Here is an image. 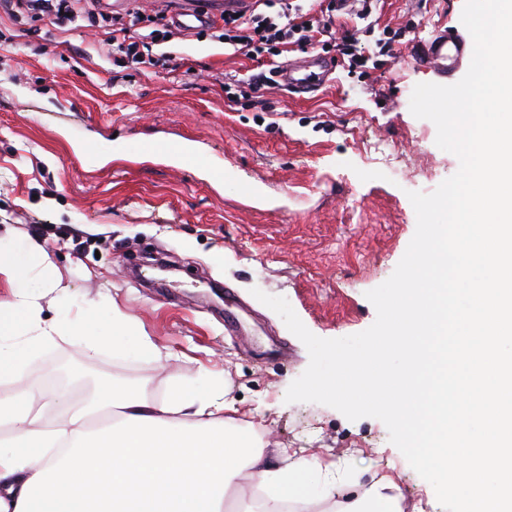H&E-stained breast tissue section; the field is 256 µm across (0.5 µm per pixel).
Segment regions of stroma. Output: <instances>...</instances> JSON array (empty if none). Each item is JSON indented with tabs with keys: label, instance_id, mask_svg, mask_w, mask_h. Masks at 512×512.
I'll return each instance as SVG.
<instances>
[{
	"label": "stroma",
	"instance_id": "obj_1",
	"mask_svg": "<svg viewBox=\"0 0 512 512\" xmlns=\"http://www.w3.org/2000/svg\"><path fill=\"white\" fill-rule=\"evenodd\" d=\"M464 0H383L373 28L337 16L320 55L333 72L317 92L244 90L222 74L259 73L213 31L156 46L176 74L112 65L104 21L59 27L48 15L0 10V227L38 243L66 289L42 316L96 312L98 351L56 337L28 358L29 385L80 395L58 363H93L95 385L151 398L187 379L219 388L276 448L322 464L344 460L356 491L393 474L404 512H444L376 418L347 420L285 400L309 364L304 344L253 289L285 297L316 336L360 333L376 319L368 291L385 282L416 230L409 192L429 193L459 168L436 127L410 111L416 84L441 83L410 58L437 23H461ZM354 37L373 60L353 69ZM191 147V161L146 142ZM386 145L391 164L375 161ZM120 312L160 358L113 351L105 321Z\"/></svg>",
	"mask_w": 512,
	"mask_h": 512
}]
</instances>
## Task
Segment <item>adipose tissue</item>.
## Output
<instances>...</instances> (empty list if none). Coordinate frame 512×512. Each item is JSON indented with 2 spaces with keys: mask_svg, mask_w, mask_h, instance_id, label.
<instances>
[{
  "mask_svg": "<svg viewBox=\"0 0 512 512\" xmlns=\"http://www.w3.org/2000/svg\"><path fill=\"white\" fill-rule=\"evenodd\" d=\"M40 269L38 286L21 285L24 263ZM18 282L0 309V379L16 389L0 398V512H282L283 505L324 504V512H403L392 476L349 498L339 466L301 458L272 464L252 426L234 417L223 393L182 382L161 399L118 386L100 387L92 401L107 416L90 426L85 409L66 394L24 384L28 357L61 333L93 334L83 319L41 316V301L61 283L39 246L20 259L0 245V275ZM53 407L45 425L34 407Z\"/></svg>",
  "mask_w": 512,
  "mask_h": 512,
  "instance_id": "ef3b65f1",
  "label": "adipose tissue"
}]
</instances>
